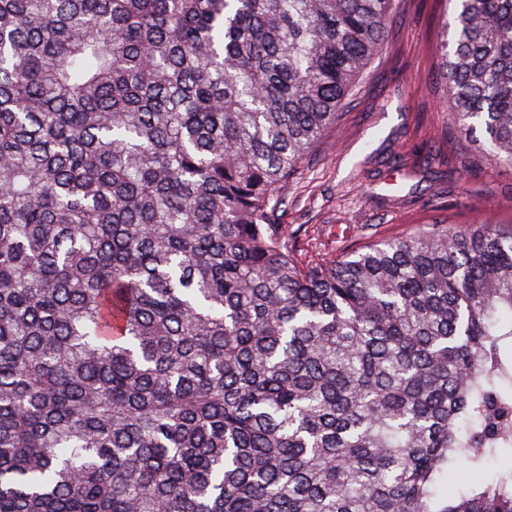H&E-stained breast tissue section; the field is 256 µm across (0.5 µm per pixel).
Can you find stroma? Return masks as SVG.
<instances>
[{
	"mask_svg": "<svg viewBox=\"0 0 512 512\" xmlns=\"http://www.w3.org/2000/svg\"><path fill=\"white\" fill-rule=\"evenodd\" d=\"M448 0H396L392 31L288 186L298 257L336 258L444 220L512 224V166L448 120Z\"/></svg>",
	"mask_w": 512,
	"mask_h": 512,
	"instance_id": "1",
	"label": "stroma"
}]
</instances>
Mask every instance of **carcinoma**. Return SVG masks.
<instances>
[{"instance_id":"1","label":"carcinoma","mask_w":512,"mask_h":512,"mask_svg":"<svg viewBox=\"0 0 512 512\" xmlns=\"http://www.w3.org/2000/svg\"><path fill=\"white\" fill-rule=\"evenodd\" d=\"M395 0H0V512H512V225L288 248ZM452 123L512 164V0Z\"/></svg>"}]
</instances>
